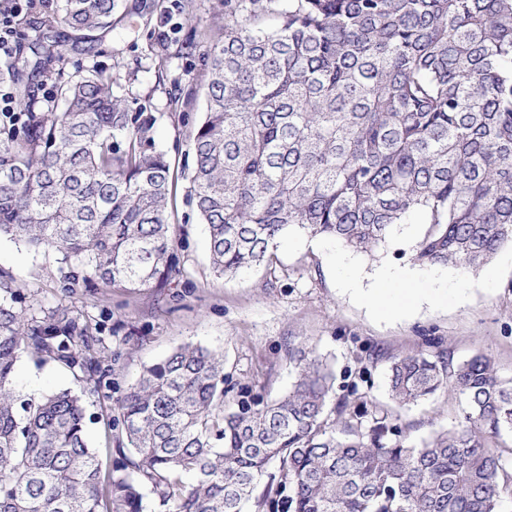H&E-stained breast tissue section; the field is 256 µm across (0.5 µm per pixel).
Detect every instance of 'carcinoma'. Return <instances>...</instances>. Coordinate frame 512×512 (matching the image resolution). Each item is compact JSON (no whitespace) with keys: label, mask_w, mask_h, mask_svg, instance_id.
I'll use <instances>...</instances> for the list:
<instances>
[{"label":"carcinoma","mask_w":512,"mask_h":512,"mask_svg":"<svg viewBox=\"0 0 512 512\" xmlns=\"http://www.w3.org/2000/svg\"><path fill=\"white\" fill-rule=\"evenodd\" d=\"M208 50L191 194L222 277L270 261L297 229L373 254L396 224H426L414 260L477 270L512 243V0H224ZM115 0H56L0 80L20 116L0 137V237L52 250L62 288H164L176 273L173 176L151 126L112 76L64 78L57 28L112 30ZM55 77L49 109L32 81ZM0 283V512H503L512 379L439 339L392 356L391 401L442 390L454 425L418 442L365 394L338 396L314 351L262 402L225 387L224 357L194 344L146 367L116 400L108 471L86 433L84 393L103 386L90 341L103 325L64 306L27 311ZM34 351L80 388L17 386ZM136 450L131 459L124 444ZM277 460V471L267 465Z\"/></svg>","instance_id":"carcinoma-1"}]
</instances>
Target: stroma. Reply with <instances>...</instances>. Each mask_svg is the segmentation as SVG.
Masks as SVG:
<instances>
[{
	"instance_id": "35a3bbf8",
	"label": "stroma",
	"mask_w": 512,
	"mask_h": 512,
	"mask_svg": "<svg viewBox=\"0 0 512 512\" xmlns=\"http://www.w3.org/2000/svg\"><path fill=\"white\" fill-rule=\"evenodd\" d=\"M223 11L224 0H117L111 32L82 40L70 28L58 30L66 72L83 65L110 74L115 95L152 119L155 146L169 160L175 180L171 222L179 271L158 291L65 293L54 253L0 238V272L27 306L62 303L106 329L109 352L102 364L110 369L111 385L86 397L94 446L103 444L116 389L127 388L144 367L186 343L223 354L229 386L269 400L287 393L294 381L292 346L313 348L327 361L337 394L355 390L383 405L390 402L385 365L369 362V354L414 353L433 336L443 339L454 361L482 351L495 359L501 374L512 375L511 244L476 272L453 265L423 267V274L445 278L448 285L405 313L375 312L344 287V273L334 262L341 244L297 231L282 239L272 263L229 278L214 275L206 226L189 192V135L203 117L207 50L221 36L213 17ZM76 41L83 53L73 51ZM426 230L423 224L394 225L374 256L347 253L352 272L369 278L383 269L413 266ZM17 382L23 394L35 397L76 384L70 371L32 354L21 357ZM460 409L459 399L442 391L402 411L401 419L411 438L419 440L452 426Z\"/></svg>"
}]
</instances>
